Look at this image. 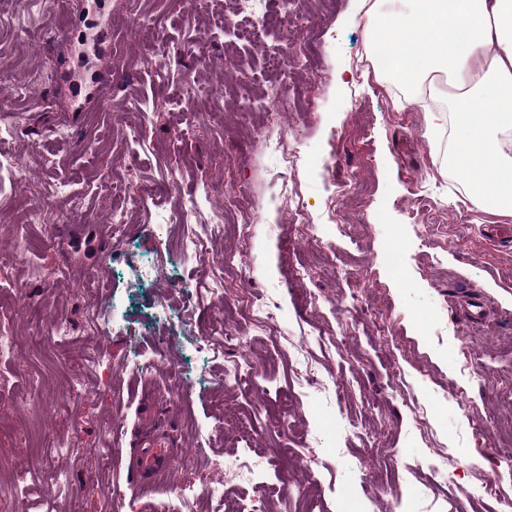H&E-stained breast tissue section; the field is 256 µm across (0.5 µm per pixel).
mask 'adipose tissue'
<instances>
[{
    "label": "adipose tissue",
    "instance_id": "ef3b65f1",
    "mask_svg": "<svg viewBox=\"0 0 512 512\" xmlns=\"http://www.w3.org/2000/svg\"><path fill=\"white\" fill-rule=\"evenodd\" d=\"M366 15L390 47L383 82L417 90L444 74L447 109L429 113V131L465 124L448 145L466 187L512 215V0H371Z\"/></svg>",
    "mask_w": 512,
    "mask_h": 512
}]
</instances>
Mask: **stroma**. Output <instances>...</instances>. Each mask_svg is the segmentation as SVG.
<instances>
[{
    "instance_id": "35a3bbf8",
    "label": "stroma",
    "mask_w": 512,
    "mask_h": 512,
    "mask_svg": "<svg viewBox=\"0 0 512 512\" xmlns=\"http://www.w3.org/2000/svg\"><path fill=\"white\" fill-rule=\"evenodd\" d=\"M357 0H310L313 39L290 33L278 0H268L275 27L255 43L236 41L224 26L225 0L205 13L221 28L209 58L196 65L184 45L189 31L185 0H140L141 19L153 40L136 37L126 14L113 13L95 54L81 56L72 41L45 43L28 23L27 0H16L0 23V85L38 80L36 97L10 102L21 122L15 139L0 149L51 154L52 166L32 159L46 188L79 182L86 217L66 227L23 221V203L8 174H0V251L18 239L35 249L40 275L24 261L0 263V297L22 296L27 311L16 318V355L0 358V462L12 471L0 512H106L108 473L128 501L123 512H173L182 485L207 474L212 494L194 512H224L239 503L252 512H299L312 497V512H498L483 497L486 477L512 500V248L485 246L486 224L512 226V215L488 210L465 189V175L442 168L447 134L431 137L420 102L381 82L370 59L368 18ZM157 57L141 59L147 45ZM235 55L238 67L224 65ZM306 56L309 69L293 68ZM288 66L287 75L269 58ZM112 73L107 110L73 109L71 71ZM191 75L202 92L185 98L179 77ZM281 82L273 117L245 111L247 97ZM137 100L145 112L128 110ZM66 122L69 138L45 132ZM285 138L302 157L280 180L275 158L256 144ZM111 171L122 192L133 195L175 171L178 189L158 192L131 214L122 237H113L109 203L95 179ZM244 182L262 219L249 240L235 229L244 216L224 215V237L202 238L196 258L177 253L179 224L166 233L150 229V213L177 210L186 198L201 209L223 201ZM308 204L311 232L298 231L277 209L281 183ZM349 183L351 194L335 189ZM239 252L242 265L221 268V252ZM106 264L110 286L93 297L84 276ZM483 298L482 319L462 305L467 291ZM194 295L193 325L158 316L159 300L181 307ZM261 294L281 316L273 336H253L244 302ZM111 308L124 329L107 343L74 333L61 348L37 341L43 321L79 325L93 305ZM226 318L231 341L209 332ZM170 336L168 354L189 378L174 394L166 370L141 374L129 364L136 349L156 351ZM225 356H257L263 369L223 385V359L205 356L207 342ZM104 352L110 370L97 394L71 383L69 359ZM340 378L341 399L325 398L319 384ZM464 397L467 409L456 399ZM434 403L428 430L416 424L415 407ZM286 422L277 417L284 405ZM168 425L177 444L170 477L142 488L129 467V443L144 408ZM121 416L124 435L104 431L108 415ZM39 427L80 449L57 459L65 485L36 484L27 468L21 434ZM241 455L260 472L259 482L224 484V462Z\"/></svg>"
}]
</instances>
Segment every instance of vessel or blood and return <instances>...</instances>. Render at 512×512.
<instances>
[{
  "label": "vessel or blood",
  "mask_w": 512,
  "mask_h": 512,
  "mask_svg": "<svg viewBox=\"0 0 512 512\" xmlns=\"http://www.w3.org/2000/svg\"><path fill=\"white\" fill-rule=\"evenodd\" d=\"M172 448L173 443L160 422L153 418L140 422L129 448V465L138 484H151L159 475L171 470Z\"/></svg>",
  "instance_id": "vessel-or-blood-1"
}]
</instances>
